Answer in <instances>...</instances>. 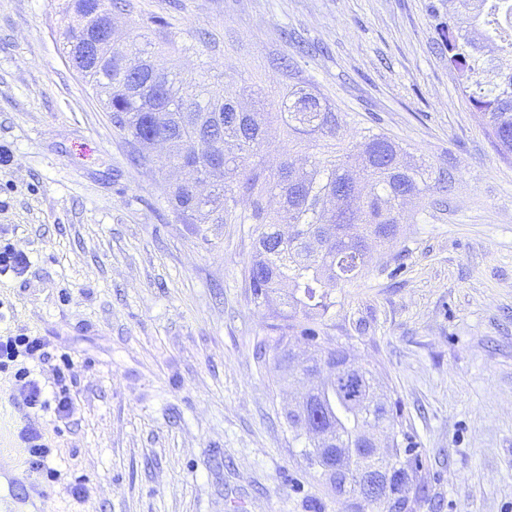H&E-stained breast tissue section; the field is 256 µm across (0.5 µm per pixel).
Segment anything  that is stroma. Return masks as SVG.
Returning <instances> with one entry per match:
<instances>
[{"label":"stroma","instance_id":"1","mask_svg":"<svg viewBox=\"0 0 512 512\" xmlns=\"http://www.w3.org/2000/svg\"><path fill=\"white\" fill-rule=\"evenodd\" d=\"M426 0H129L115 43H174L167 66L211 68L264 112L284 90L319 91L434 167L444 205L409 203L326 315L398 399L426 499L414 512H512V157L499 153L438 55ZM68 0H0V245L27 254L0 274V336L46 337V392L73 361L75 414L48 436L49 488L24 465L29 414L0 373V512H354L302 456L284 411L306 389L256 356L267 318L247 299L252 227L206 249L151 164L113 126L105 96L61 53ZM325 141L272 126L268 168L308 165ZM78 483L82 496L65 491Z\"/></svg>","mask_w":512,"mask_h":512}]
</instances>
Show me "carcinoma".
<instances>
[{
	"label": "carcinoma",
	"mask_w": 512,
	"mask_h": 512,
	"mask_svg": "<svg viewBox=\"0 0 512 512\" xmlns=\"http://www.w3.org/2000/svg\"><path fill=\"white\" fill-rule=\"evenodd\" d=\"M128 7L127 0H72L64 31L69 61L105 91L112 123L130 143H168L169 163L186 172L169 185L171 203L204 243L225 224L254 225L245 293L269 315L256 355L280 382L293 369L313 379L284 413L294 437L306 439L307 467L362 512H413L408 491L420 493L417 459L413 448L400 446V414L376 372L359 364L322 379L308 362L350 358L344 348L317 342L314 326L336 304L330 288L356 278L373 244L396 238L407 202L423 205L434 191H451L454 170L436 169L368 127L352 148L316 157L308 170L285 158L276 173L267 172L255 161L266 143L264 113L245 112L224 94V73L171 72L137 36L124 49L104 45L98 61H77L79 43L101 31L112 11ZM425 9L462 94L500 152L512 155V0H429ZM273 117L295 139L336 140L346 125L323 97L303 89L282 92ZM204 174L213 182L202 198L195 182ZM271 194L280 198L277 211L269 208ZM243 199L247 214L238 211ZM294 336L306 338L307 354L293 349ZM308 419L317 420L324 439L306 435ZM371 430L391 435L385 455L362 447Z\"/></svg>",
	"instance_id": "1"
}]
</instances>
